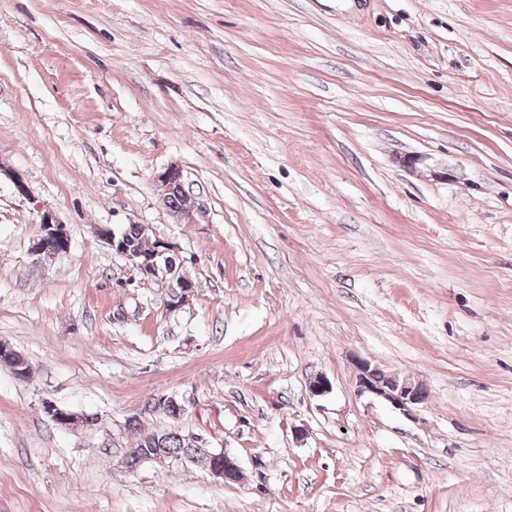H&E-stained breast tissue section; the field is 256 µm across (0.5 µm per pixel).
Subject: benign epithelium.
<instances>
[{
	"label": "benign epithelium",
	"instance_id": "7a95c632",
	"mask_svg": "<svg viewBox=\"0 0 512 512\" xmlns=\"http://www.w3.org/2000/svg\"><path fill=\"white\" fill-rule=\"evenodd\" d=\"M155 184L166 206L174 195L185 192L183 176L174 166L158 172L155 175ZM41 226L42 234L33 245L34 252L53 259L66 256L70 251V242L65 225L55 221L51 214L46 213L43 215ZM99 236L113 251L124 257L143 278L151 280L160 277L161 268L158 266V259L167 254V247L163 241L151 236L145 245L131 248L124 244L120 233L109 227L99 228ZM357 369L359 393L378 398L408 417L414 416L416 408L428 399V393L421 385L395 373L387 372L384 380H378L377 372L380 368L367 360H358ZM43 409L55 422L62 425L88 426L93 423V420L86 416L61 414L56 405L50 401L43 404ZM211 457L221 463L219 467H210L213 475L224 477L226 466L236 470L237 475H242L238 460L226 451H214Z\"/></svg>",
	"mask_w": 512,
	"mask_h": 512
}]
</instances>
